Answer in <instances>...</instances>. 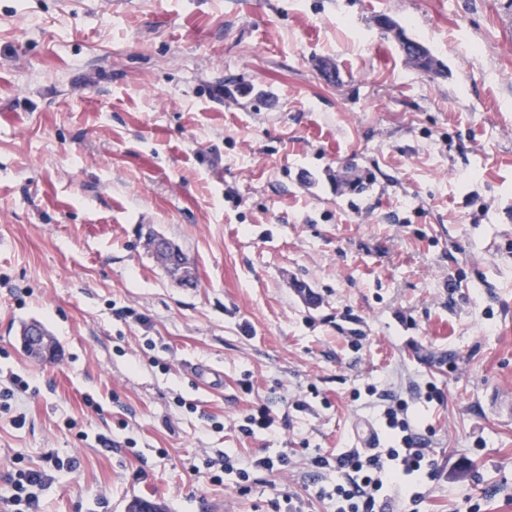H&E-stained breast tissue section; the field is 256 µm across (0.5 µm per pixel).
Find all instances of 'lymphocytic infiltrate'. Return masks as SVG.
I'll return each mask as SVG.
<instances>
[{"label":"lymphocytic infiltrate","instance_id":"obj_1","mask_svg":"<svg viewBox=\"0 0 512 512\" xmlns=\"http://www.w3.org/2000/svg\"><path fill=\"white\" fill-rule=\"evenodd\" d=\"M386 428L392 433L389 447L365 455L350 449L329 458L318 455L311 464L317 469H336L341 480L332 488H319L318 497L334 500L336 512H393L400 499L404 480H414L417 489L408 496L418 502L420 488L436 477L425 438L413 434L404 404L385 409ZM45 474L31 469H16L9 477L8 495L0 497V512H38L37 488L43 487Z\"/></svg>","mask_w":512,"mask_h":512}]
</instances>
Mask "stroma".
Listing matches in <instances>:
<instances>
[{
    "instance_id": "35a3bbf8",
    "label": "stroma",
    "mask_w": 512,
    "mask_h": 512,
    "mask_svg": "<svg viewBox=\"0 0 512 512\" xmlns=\"http://www.w3.org/2000/svg\"><path fill=\"white\" fill-rule=\"evenodd\" d=\"M33 321L51 361L21 344ZM15 377L0 495L45 472L41 512H333L315 493L340 476L310 460L382 431L389 400L438 469L414 512H512V0H0ZM264 449L288 467L245 493L202 466Z\"/></svg>"
}]
</instances>
